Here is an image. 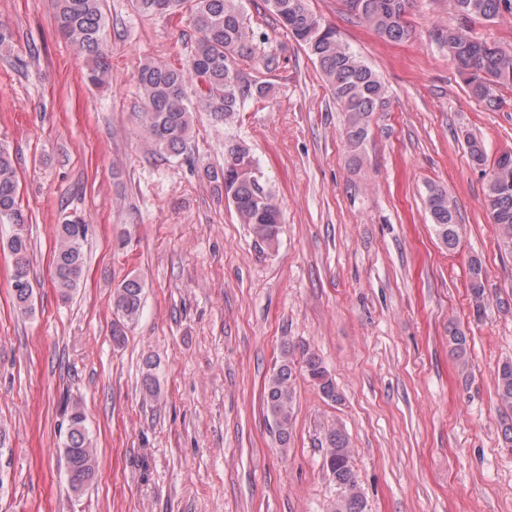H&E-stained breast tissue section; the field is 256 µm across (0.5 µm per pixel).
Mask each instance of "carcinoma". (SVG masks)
<instances>
[{
    "label": "carcinoma",
    "mask_w": 512,
    "mask_h": 512,
    "mask_svg": "<svg viewBox=\"0 0 512 512\" xmlns=\"http://www.w3.org/2000/svg\"><path fill=\"white\" fill-rule=\"evenodd\" d=\"M267 9L286 35L292 37L313 57L325 83L345 112L342 137L352 158L359 157L367 140L374 113L387 106V88L374 72L338 36L336 28L324 24L308 7L306 0H265ZM350 18L372 29L387 41L403 42L411 31L406 15L413 0H343ZM465 19L492 21L504 11H512V0H453ZM143 16L188 15L193 30L185 63L175 67L146 59L139 65L137 82L144 102L140 127L160 155L179 156L187 150L195 114L209 112L228 126L237 121L245 105L264 98L268 85L248 78L239 68L240 57L255 59V65L271 72L279 67L277 54L256 53L254 43L269 40L267 33L249 26L240 0H132ZM55 24L60 35L81 54L91 59L85 78L97 88L110 84L112 75L105 61L104 43L107 20L105 0H52ZM448 54L470 94L487 108L503 104L499 88L512 85V47L480 40L463 26L450 27L439 34ZM464 142L472 165L486 166L484 143L472 134ZM203 177L224 195L242 223L253 235L270 245L281 228L279 204L267 187L250 147L243 141H229L224 147V165L205 167ZM483 205L496 225L499 246L512 254V154L501 155L487 173ZM425 207L431 229L442 247L450 252L460 244L461 226L447 191L428 186ZM0 224L13 227L7 245L13 255L12 289L16 312L27 316L33 310L30 279L27 217L19 203L17 170L7 145L0 143ZM89 225L79 215L67 216L56 227L57 247L53 255L55 287L67 299L80 286L84 275L85 244ZM485 269L478 257L469 262V293L473 318L485 312ZM145 282L130 273L113 288L112 310L116 320L112 338L124 340L125 329L137 323L145 300ZM450 351L460 366H466L468 337L457 327L448 329ZM141 381L143 397L157 399L160 384L151 359L144 362ZM303 371L324 398L339 399L336 384L322 360L313 351L303 356ZM296 380L295 364L288 344L281 359L263 386V409L273 422L279 441L288 440L293 426ZM496 395L501 406L512 411V360L497 367ZM66 424L60 454L64 461L69 489L83 492L95 479L99 467L98 448L87 427L83 405L75 400L65 404ZM325 448L323 466L332 475L338 491L332 512H365L366 502L352 465V448L346 433L333 428L321 440Z\"/></svg>",
    "instance_id": "carcinoma-1"
}]
</instances>
